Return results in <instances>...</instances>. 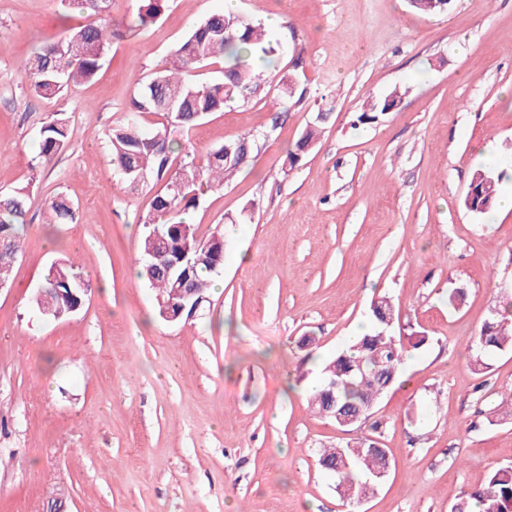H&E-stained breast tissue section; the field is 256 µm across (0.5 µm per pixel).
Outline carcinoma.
<instances>
[{
    "label": "carcinoma",
    "instance_id": "carcinoma-1",
    "mask_svg": "<svg viewBox=\"0 0 512 512\" xmlns=\"http://www.w3.org/2000/svg\"><path fill=\"white\" fill-rule=\"evenodd\" d=\"M129 28L155 23L168 0H141ZM103 0H67L73 16L81 22L69 28V34L55 42L37 46L22 63L20 72L26 88L42 98L61 95L71 84L93 80L101 66L112 37V20L102 15ZM416 10L429 14L448 12L450 0H410ZM280 53V45L265 31L259 21L233 12H215L194 25L186 37L172 50L169 67L153 73L129 107L126 122L112 128L108 136L112 164L118 180L134 190L142 185L141 177L162 184L152 201L150 212L143 218L145 230L141 255L160 250L167 242L179 243L193 259L190 287L202 296L210 286V278L224 267V233L214 230L208 238L183 237L177 225L186 223L185 215L196 208L204 192L221 188L251 157L255 139L246 133L235 140L212 148L198 163L193 161L173 167L172 155L186 149V144L169 138L168 127L190 131L215 112L234 103H248L275 88L282 100L291 98L292 81L282 77L273 82L266 70ZM223 63L217 80L198 81L192 72ZM401 99L398 90L382 98L371 99L357 117L361 124L375 122L396 109ZM156 114L165 123L151 132L139 129V117ZM318 129L308 128L294 146L288 149L284 164L294 169L314 145ZM40 155L46 160L64 150L70 136L69 118L55 113L40 129ZM506 163L501 171L478 169L471 178L464 199L465 207L482 215L494 207L503 179L512 177ZM28 208V193L20 188L0 193V281L8 282L13 264L20 252L16 225ZM46 208L56 224L76 221L77 209L62 194L49 198ZM139 277L155 290L158 313L163 305L182 302L177 288V275L150 272L141 263ZM46 278L59 288H78L85 282L79 267L70 261L51 265ZM372 328L357 342L336 354L321 370L318 389L310 400L314 411L330 417L332 411L344 409L357 414L356 423H364L381 397L399 376L405 356L424 346L428 337L413 334L406 338L393 335L392 306L388 297L371 303ZM468 364L474 373L491 368L498 354L512 352V320L495 310L467 345ZM389 462L379 438L366 434L354 442L324 449L318 457L320 467L338 478L337 493L350 507L358 506L374 493L388 470ZM450 512H512V466L490 472L479 489L466 493L451 505Z\"/></svg>",
    "mask_w": 512,
    "mask_h": 512
}]
</instances>
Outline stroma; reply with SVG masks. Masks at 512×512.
Masks as SVG:
<instances>
[{"instance_id": "obj_1", "label": "stroma", "mask_w": 512, "mask_h": 512, "mask_svg": "<svg viewBox=\"0 0 512 512\" xmlns=\"http://www.w3.org/2000/svg\"><path fill=\"white\" fill-rule=\"evenodd\" d=\"M224 0H169L156 24L113 40L97 76L38 98L13 72L66 34L63 0H0V191L26 189L22 251L0 289V512H348L320 449L372 431L391 461L357 512H449L512 465V354L475 374L471 334L512 295V211L469 212L472 174L512 156V0H237L283 50L276 94L209 116L198 152L251 132L249 164L189 213L224 230V268L192 316L168 322L135 276L155 183L123 189L106 135L139 83ZM400 90L376 123L363 102ZM322 124L298 167L291 145ZM56 112L71 135L52 160L38 132ZM69 196L74 224L47 221ZM251 208L244 224L233 218ZM69 259L89 281L82 309L41 316L32 298ZM467 288L460 310L448 293ZM390 297L393 332L427 335L362 427L308 406L323 360ZM313 337L301 346L302 337Z\"/></svg>"}]
</instances>
